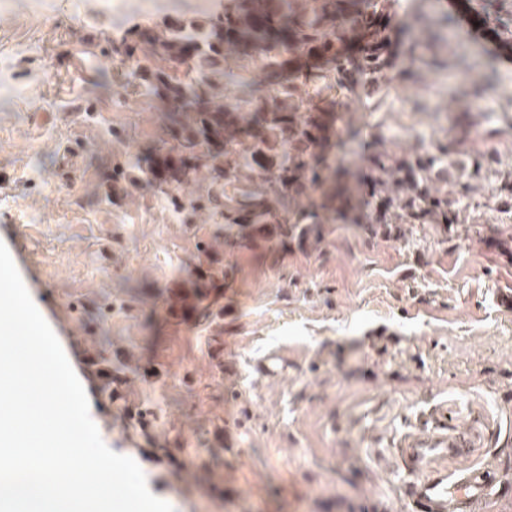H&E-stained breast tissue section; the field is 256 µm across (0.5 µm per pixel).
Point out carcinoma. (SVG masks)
<instances>
[{
    "label": "carcinoma",
    "mask_w": 512,
    "mask_h": 512,
    "mask_svg": "<svg viewBox=\"0 0 512 512\" xmlns=\"http://www.w3.org/2000/svg\"><path fill=\"white\" fill-rule=\"evenodd\" d=\"M392 0H224V11L205 24L156 26L132 35L126 52L135 62L138 85L163 118L162 136L146 154L115 170L113 194L146 186L170 197L194 220L201 212L224 219V248L253 250L274 240L308 249L321 242L324 217L337 213L371 233L400 237L406 224H438L443 231L460 221L461 202L483 157L442 146L436 153L398 156L373 142L364 177L365 194L352 174L325 155L333 124L324 92L349 93L353 65L349 48L362 41L364 68L378 78L387 67L381 46L394 29ZM279 33L282 44L271 41ZM322 53L324 71L299 72L254 87L244 76L254 63L272 74L285 56L297 60ZM241 97L224 103V84ZM207 172L205 189L182 198V185ZM258 178L262 190H244ZM318 199H312V194ZM234 267L196 268L185 288L170 291L171 308L207 309L209 284Z\"/></svg>",
    "instance_id": "carcinoma-1"
}]
</instances>
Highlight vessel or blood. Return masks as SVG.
<instances>
[{
  "label": "vessel or blood",
  "mask_w": 512,
  "mask_h": 512,
  "mask_svg": "<svg viewBox=\"0 0 512 512\" xmlns=\"http://www.w3.org/2000/svg\"><path fill=\"white\" fill-rule=\"evenodd\" d=\"M480 441L472 430L442 429L426 438L408 442L405 452L411 479L406 491L408 512H475L483 495L498 483L493 469L484 467L449 482L446 470L437 467L442 457L463 456Z\"/></svg>",
  "instance_id": "obj_1"
}]
</instances>
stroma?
I'll return each mask as SVG.
<instances>
[{
    "mask_svg": "<svg viewBox=\"0 0 512 512\" xmlns=\"http://www.w3.org/2000/svg\"><path fill=\"white\" fill-rule=\"evenodd\" d=\"M223 3L0 0V241L103 441L174 512H407L398 447L440 423L483 436L449 477L490 464L512 487V68L461 39L445 0H396L408 28L380 92L359 76L332 96L336 162L364 172L379 135L396 154L486 153L463 223L390 239L328 224L315 250L231 253L219 218L112 195L113 168L160 135L124 35ZM206 256L234 283L208 316L172 318L168 292Z\"/></svg>",
    "mask_w": 512,
    "mask_h": 512,
    "instance_id": "35a3bbf8",
    "label": "stroma"
}]
</instances>
